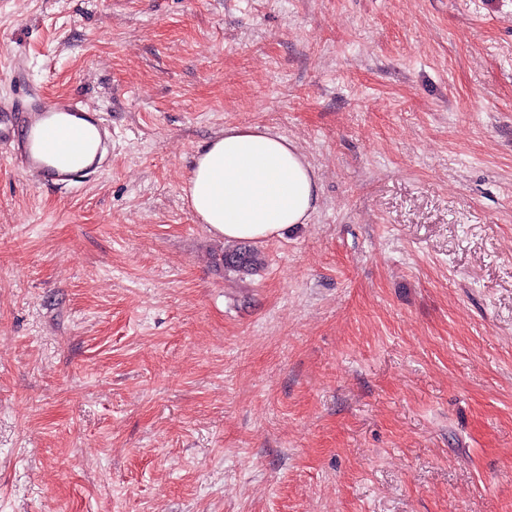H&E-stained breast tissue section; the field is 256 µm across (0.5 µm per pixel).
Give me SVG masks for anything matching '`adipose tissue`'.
Segmentation results:
<instances>
[{
	"label": "adipose tissue",
	"instance_id": "1",
	"mask_svg": "<svg viewBox=\"0 0 512 512\" xmlns=\"http://www.w3.org/2000/svg\"><path fill=\"white\" fill-rule=\"evenodd\" d=\"M187 195L197 219L227 240L260 243L307 223L317 176L287 137L260 127L225 129L199 151Z\"/></svg>",
	"mask_w": 512,
	"mask_h": 512
}]
</instances>
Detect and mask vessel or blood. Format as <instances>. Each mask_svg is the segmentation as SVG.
<instances>
[{"instance_id":"obj_1","label":"vessel or blood","mask_w":512,"mask_h":512,"mask_svg":"<svg viewBox=\"0 0 512 512\" xmlns=\"http://www.w3.org/2000/svg\"><path fill=\"white\" fill-rule=\"evenodd\" d=\"M55 130L73 134L80 152L96 142L91 161L79 168L60 164V149L50 137ZM111 144L112 127L105 117L76 99L33 96L21 104L0 103V147L17 148L23 166L45 184L66 187L98 172Z\"/></svg>"}]
</instances>
